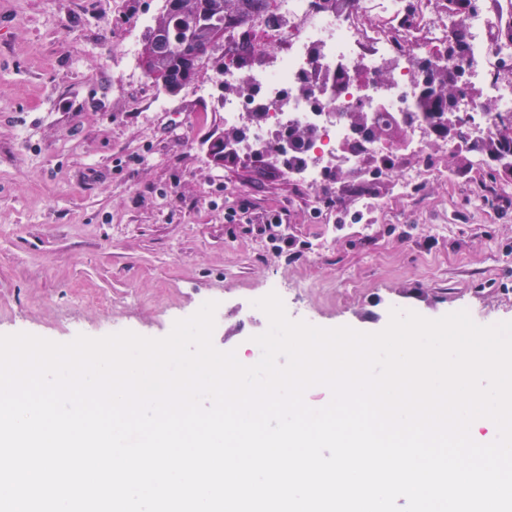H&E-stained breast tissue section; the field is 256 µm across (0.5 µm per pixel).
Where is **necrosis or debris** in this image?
Here are the masks:
<instances>
[{
  "instance_id": "1",
  "label": "necrosis or debris",
  "mask_w": 512,
  "mask_h": 512,
  "mask_svg": "<svg viewBox=\"0 0 512 512\" xmlns=\"http://www.w3.org/2000/svg\"><path fill=\"white\" fill-rule=\"evenodd\" d=\"M277 13L282 26L275 47L250 64L224 69L225 80L248 79L251 97L228 96L218 108L228 128L248 124V113L262 109V122L241 143L246 152L273 149L288 125L315 127L314 159L292 173L311 186L322 183L327 168L360 161L342 150L350 136L345 112L361 106L397 118L415 106V62L448 63L454 19L430 12L426 0H345L338 12L316 9L314 0H280ZM511 19L512 0H494L468 20L470 50L462 67L496 109L484 111L466 95L457 110L480 135L489 134L498 117L512 115V71L501 65L512 57V39L501 34Z\"/></svg>"
}]
</instances>
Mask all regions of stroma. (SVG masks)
I'll list each match as a JSON object with an SVG mask.
<instances>
[{"mask_svg": "<svg viewBox=\"0 0 512 512\" xmlns=\"http://www.w3.org/2000/svg\"><path fill=\"white\" fill-rule=\"evenodd\" d=\"M162 5L0 0V335L162 338L207 296L214 346L249 357L268 324L252 302L275 284L291 320L324 328L375 333L394 308L512 321V203L475 202L476 167L447 144L377 182L364 164L321 186L215 165L223 88L206 73L163 95L124 52ZM417 161L435 177L398 198ZM366 182L371 226L336 223L324 197Z\"/></svg>", "mask_w": 512, "mask_h": 512, "instance_id": "stroma-1", "label": "stroma"}]
</instances>
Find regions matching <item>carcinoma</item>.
Here are the masks:
<instances>
[{
    "mask_svg": "<svg viewBox=\"0 0 512 512\" xmlns=\"http://www.w3.org/2000/svg\"><path fill=\"white\" fill-rule=\"evenodd\" d=\"M275 0H163L159 14L149 26L153 39L145 40L142 50L147 71L151 79L162 90L174 94L185 85L197 79L203 71L211 70L215 75L224 74V59L229 56L242 58L247 48L260 45V42L249 37L238 43L228 44V48H219L206 61L204 69L196 66L194 53L202 45L215 40L219 32L239 27L252 17H264L275 13ZM448 13L455 18L456 32L448 41V65L439 66L429 61L422 62L426 70L435 75L434 85L422 90L416 101V111L427 120H433L434 111L444 107L448 125L432 127V137L436 144L448 143L455 147V152L469 154L481 159L491 174V180L497 181V164L505 163L512 166V120L499 121L494 130L484 137L473 135L463 123L457 112V99L469 88V84L459 79L461 68L455 62L465 57L453 54L451 44L467 38V20L470 12L477 10V0H470L471 11H463L456 7L458 0H440ZM169 43L166 52L159 53L154 49V40ZM349 125L367 124L370 127L371 139L392 140L398 135L393 122L375 116L361 108L346 113ZM313 129L300 126H288V138L291 150L284 164L293 169L306 162L308 147L315 140Z\"/></svg>",
    "mask_w": 512,
    "mask_h": 512,
    "instance_id": "carcinoma-1",
    "label": "carcinoma"
}]
</instances>
